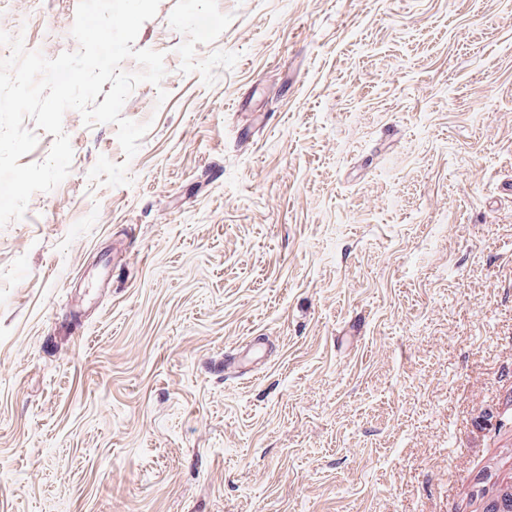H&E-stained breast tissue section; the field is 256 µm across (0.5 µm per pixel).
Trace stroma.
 I'll return each instance as SVG.
<instances>
[{
    "label": "stroma",
    "instance_id": "obj_1",
    "mask_svg": "<svg viewBox=\"0 0 512 512\" xmlns=\"http://www.w3.org/2000/svg\"><path fill=\"white\" fill-rule=\"evenodd\" d=\"M77 3L0 20L53 59ZM134 46L136 155L67 111V177L0 227V512H486L512 0H160Z\"/></svg>",
    "mask_w": 512,
    "mask_h": 512
}]
</instances>
